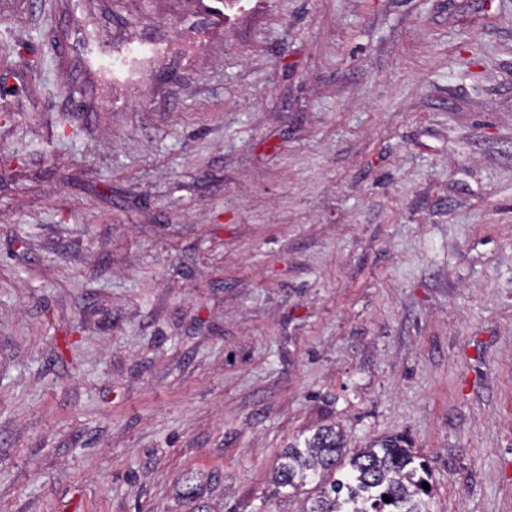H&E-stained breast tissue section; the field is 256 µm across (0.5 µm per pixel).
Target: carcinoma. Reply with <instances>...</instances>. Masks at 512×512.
Masks as SVG:
<instances>
[{"label":"carcinoma","instance_id":"obj_1","mask_svg":"<svg viewBox=\"0 0 512 512\" xmlns=\"http://www.w3.org/2000/svg\"><path fill=\"white\" fill-rule=\"evenodd\" d=\"M429 478L404 439L373 440L348 456L343 431L332 425L290 443L273 474L276 488L294 494L316 483L306 512H430Z\"/></svg>","mask_w":512,"mask_h":512}]
</instances>
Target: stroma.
Segmentation results:
<instances>
[{"mask_svg": "<svg viewBox=\"0 0 512 512\" xmlns=\"http://www.w3.org/2000/svg\"><path fill=\"white\" fill-rule=\"evenodd\" d=\"M215 2L0 0V512H512V0ZM345 448L343 431L332 425L295 439L280 456L275 487L290 495L316 482L306 512H430V473L404 439L373 440L348 458Z\"/></svg>", "mask_w": 512, "mask_h": 512, "instance_id": "1", "label": "stroma"}]
</instances>
